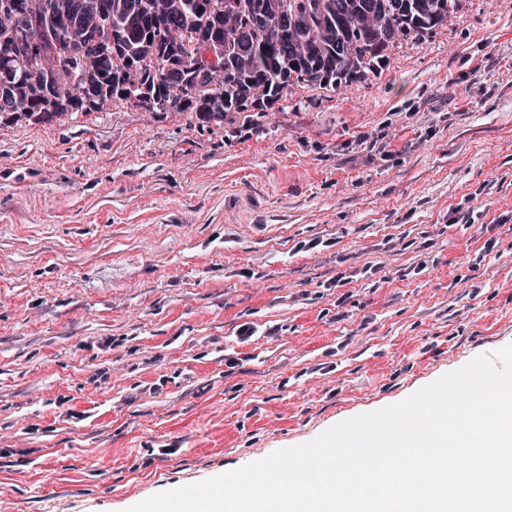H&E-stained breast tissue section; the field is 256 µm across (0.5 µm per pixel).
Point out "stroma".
I'll return each mask as SVG.
<instances>
[{
    "label": "stroma",
    "mask_w": 512,
    "mask_h": 512,
    "mask_svg": "<svg viewBox=\"0 0 512 512\" xmlns=\"http://www.w3.org/2000/svg\"><path fill=\"white\" fill-rule=\"evenodd\" d=\"M510 343L512 0L220 124L0 120V512H126Z\"/></svg>",
    "instance_id": "stroma-1"
}]
</instances>
